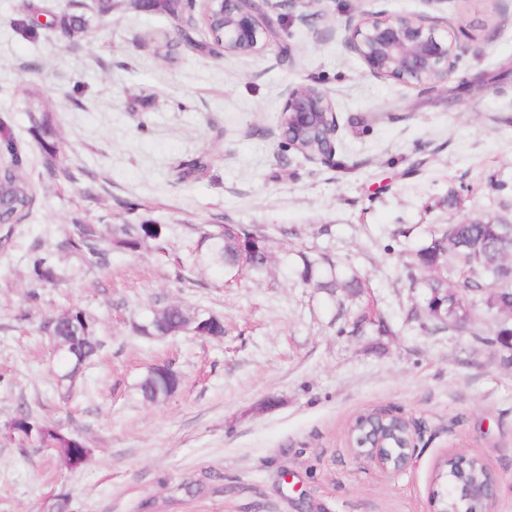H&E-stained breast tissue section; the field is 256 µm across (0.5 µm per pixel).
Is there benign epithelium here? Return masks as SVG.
Instances as JSON below:
<instances>
[{
    "mask_svg": "<svg viewBox=\"0 0 512 512\" xmlns=\"http://www.w3.org/2000/svg\"><path fill=\"white\" fill-rule=\"evenodd\" d=\"M207 5L208 21L219 18L221 41L213 44L215 56L259 52L282 21L281 0H201ZM346 44L366 64L376 78H392L408 85L433 90L448 89L459 57L456 39L439 32L438 25L426 18L391 16L385 12L366 11L346 20ZM279 130L294 138L313 133L321 140V149L308 156L326 162L336 154L338 121L327 95L316 87L301 85L288 93L279 116ZM406 443L393 446L378 439L361 445L356 453L374 462L388 475H396L410 465L417 448L419 431L403 417ZM487 479L467 482L448 476L443 497L454 501L451 510L433 512H494L498 482L490 463L481 459Z\"/></svg>",
    "mask_w": 512,
    "mask_h": 512,
    "instance_id": "1",
    "label": "benign epithelium"
}]
</instances>
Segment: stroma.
<instances>
[{"label": "stroma", "instance_id": "obj_1", "mask_svg": "<svg viewBox=\"0 0 512 512\" xmlns=\"http://www.w3.org/2000/svg\"><path fill=\"white\" fill-rule=\"evenodd\" d=\"M31 5L42 25L24 35L14 22ZM364 10L457 32L456 95L373 77L345 43ZM67 12L88 20L68 39L50 24ZM181 26L132 0L106 17L96 0H0V127L34 190L29 215L0 226V512H45L57 493L72 512H429L456 453L488 460L494 512H512V364L474 342L498 317L422 329L410 278L431 232L512 222V0H292L278 40L222 58L204 51L203 22L188 45ZM300 84L335 109L331 163L282 144ZM34 114L56 133L52 177ZM143 221L164 240L102 266L57 248L78 224ZM224 224L268 238L266 270L234 280L199 261L201 231ZM38 255L56 280L33 278ZM307 258L317 279L358 275L360 296L304 281ZM171 303L218 316L223 336L141 337ZM72 308L104 346L69 384L44 324ZM159 363L180 385L149 403L137 384ZM381 408L420 432L396 475L349 442L355 417ZM22 411L82 439L86 461L69 468L11 435Z\"/></svg>", "mask_w": 512, "mask_h": 512}]
</instances>
